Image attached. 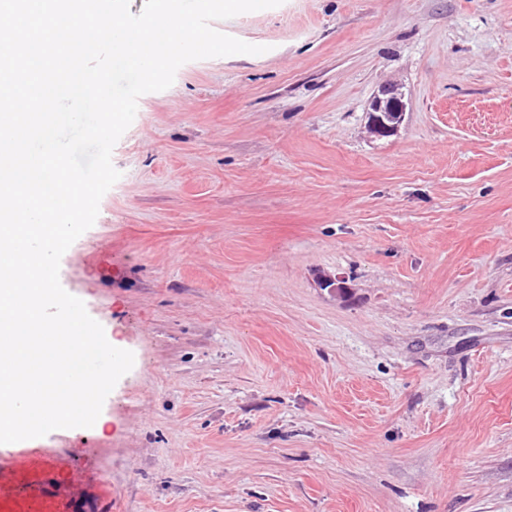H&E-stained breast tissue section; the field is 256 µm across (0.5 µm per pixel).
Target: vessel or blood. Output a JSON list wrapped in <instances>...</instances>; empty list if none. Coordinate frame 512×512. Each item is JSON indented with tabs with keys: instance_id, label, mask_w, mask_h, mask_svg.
Returning a JSON list of instances; mask_svg holds the SVG:
<instances>
[{
	"instance_id": "vessel-or-blood-1",
	"label": "vessel or blood",
	"mask_w": 512,
	"mask_h": 512,
	"mask_svg": "<svg viewBox=\"0 0 512 512\" xmlns=\"http://www.w3.org/2000/svg\"><path fill=\"white\" fill-rule=\"evenodd\" d=\"M92 498L105 505L112 491L76 452L0 454V512H74Z\"/></svg>"
}]
</instances>
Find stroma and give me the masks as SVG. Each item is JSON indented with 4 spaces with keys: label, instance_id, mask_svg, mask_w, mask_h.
Listing matches in <instances>:
<instances>
[{
    "label": "stroma",
    "instance_id": "obj_1",
    "mask_svg": "<svg viewBox=\"0 0 512 512\" xmlns=\"http://www.w3.org/2000/svg\"><path fill=\"white\" fill-rule=\"evenodd\" d=\"M214 27L265 51L139 98L60 262L132 369L92 427L0 451L88 455L112 512H512V0ZM404 98L397 86L386 84L379 88L367 113V131L372 137H389L398 131L407 108Z\"/></svg>",
    "mask_w": 512,
    "mask_h": 512
}]
</instances>
